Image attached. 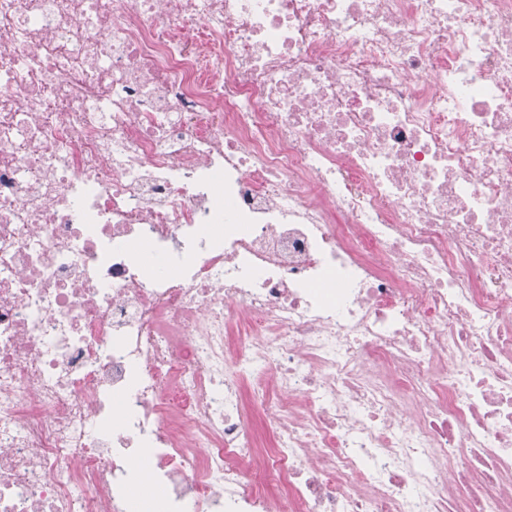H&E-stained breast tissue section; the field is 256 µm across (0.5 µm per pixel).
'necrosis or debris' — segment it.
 Instances as JSON below:
<instances>
[{
    "mask_svg": "<svg viewBox=\"0 0 512 512\" xmlns=\"http://www.w3.org/2000/svg\"><path fill=\"white\" fill-rule=\"evenodd\" d=\"M137 461L512 512V0H0V512Z\"/></svg>",
    "mask_w": 512,
    "mask_h": 512,
    "instance_id": "4bbe7bcc",
    "label": "necrosis or debris"
}]
</instances>
